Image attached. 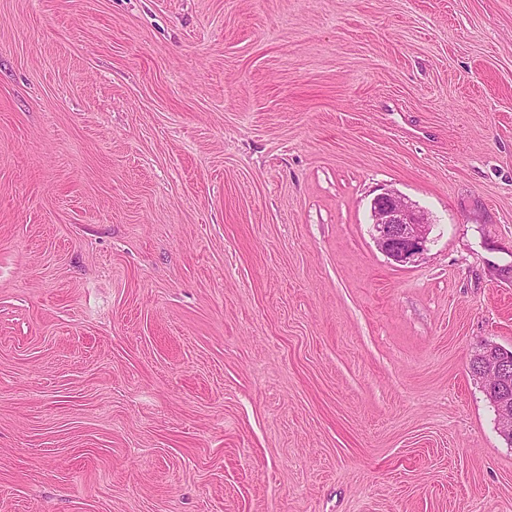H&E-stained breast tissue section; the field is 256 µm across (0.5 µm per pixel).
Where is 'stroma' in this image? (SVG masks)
<instances>
[{"label":"stroma","mask_w":512,"mask_h":512,"mask_svg":"<svg viewBox=\"0 0 512 512\" xmlns=\"http://www.w3.org/2000/svg\"><path fill=\"white\" fill-rule=\"evenodd\" d=\"M509 265L512 0H0V512H512ZM371 212L377 246L395 263H411L424 251L432 224L424 212L392 192L374 198ZM477 360H481V364L475 376L480 379L483 385L489 382L495 383L494 386H488L498 392L499 412L507 411L509 407L512 409V376L511 372H508L506 361L503 360L502 357H497L495 353H487L485 358H476V361ZM482 391L497 412V405L494 402V400L497 399L496 396L491 392H487L485 386L482 387Z\"/></svg>","instance_id":"obj_1"}]
</instances>
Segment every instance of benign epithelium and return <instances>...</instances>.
Returning a JSON list of instances; mask_svg holds the SVG:
<instances>
[{"label": "benign epithelium", "mask_w": 512, "mask_h": 512, "mask_svg": "<svg viewBox=\"0 0 512 512\" xmlns=\"http://www.w3.org/2000/svg\"><path fill=\"white\" fill-rule=\"evenodd\" d=\"M371 212L377 246L395 263H411L424 251L431 227L424 212L392 192L374 198ZM476 377L485 385L494 383L492 389L498 392L499 411L512 408V374L508 372L505 360L486 354Z\"/></svg>", "instance_id": "1"}]
</instances>
